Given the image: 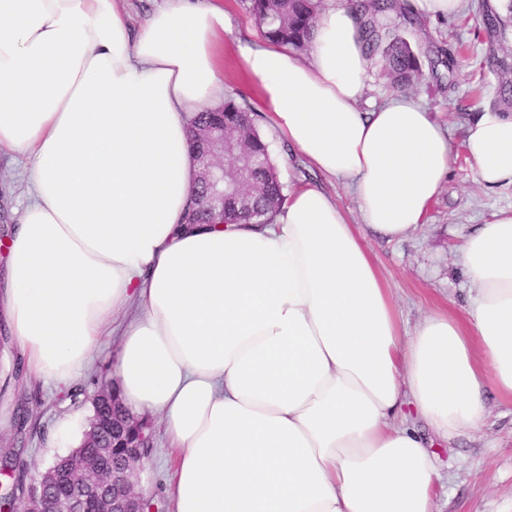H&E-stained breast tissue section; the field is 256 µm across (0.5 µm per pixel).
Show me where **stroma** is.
<instances>
[{
    "label": "stroma",
    "mask_w": 512,
    "mask_h": 512,
    "mask_svg": "<svg viewBox=\"0 0 512 512\" xmlns=\"http://www.w3.org/2000/svg\"><path fill=\"white\" fill-rule=\"evenodd\" d=\"M231 29L224 35V81L227 93L247 102L248 86L240 66L237 44L258 36L259 30L240 0H224ZM416 25L402 34L419 53L422 77L412 94L445 125L453 144L451 169L432 202L425 224L391 241L365 233L364 243L387 278L406 331H413L430 312L446 307L464 315L470 289L456 263L460 236L468 228L488 221L502 208L512 207V185L485 189L462 143L464 125L490 105L512 84V14L504 27L486 32L480 18L464 11L450 18L418 12ZM454 57L453 73L434 78L432 63L438 55ZM275 160L288 185L307 183L332 194L351 220L358 207L345 183L328 179L306 165L301 155L285 144L275 146ZM26 195L24 165L7 147H0V205L17 224ZM7 313L0 306V445L19 451L15 477L0 475V493L15 481L31 483L56 456L68 453L92 414L89 397L112 379L117 352L114 342L103 340L89 366L70 388L30 373L15 376L14 364L22 353L10 335ZM24 405L29 419L16 431L11 416ZM483 426L476 431L442 440L424 421L416 426L436 455L440 480L435 490V512H512V402L496 393L487 395ZM152 445L140 486L152 496L159 512H172L168 475L174 460L158 417H149Z\"/></svg>",
    "instance_id": "1"
}]
</instances>
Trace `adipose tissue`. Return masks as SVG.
Returning <instances> with one entry per match:
<instances>
[{"label":"adipose tissue","mask_w":512,"mask_h":512,"mask_svg":"<svg viewBox=\"0 0 512 512\" xmlns=\"http://www.w3.org/2000/svg\"><path fill=\"white\" fill-rule=\"evenodd\" d=\"M223 0H0V146L29 197L4 254L10 325L31 373L77 377L102 337L135 418L159 415L174 512H434L441 439L478 429L484 392L512 400V208L463 235L474 294L406 333L361 228L422 224L448 178L447 128L407 95L358 103L369 61L356 16L321 11L310 52L239 47L253 111L325 177L360 224L296 185L269 224H188L190 113L224 88ZM464 145L480 183L512 185V116L491 107Z\"/></svg>","instance_id":"1"}]
</instances>
